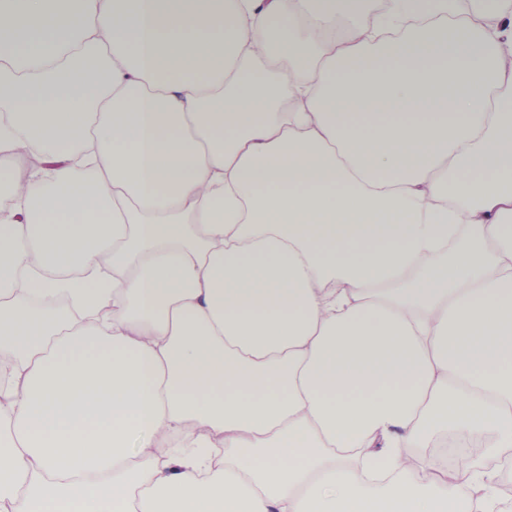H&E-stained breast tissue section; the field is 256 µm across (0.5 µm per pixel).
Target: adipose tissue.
<instances>
[{"mask_svg": "<svg viewBox=\"0 0 512 512\" xmlns=\"http://www.w3.org/2000/svg\"><path fill=\"white\" fill-rule=\"evenodd\" d=\"M428 5L0 0V512H495L512 10Z\"/></svg>", "mask_w": 512, "mask_h": 512, "instance_id": "1", "label": "adipose tissue"}]
</instances>
